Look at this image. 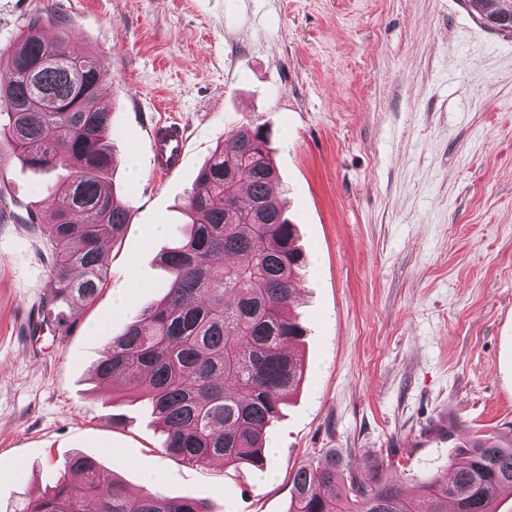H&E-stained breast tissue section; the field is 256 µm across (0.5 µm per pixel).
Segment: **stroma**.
<instances>
[{"instance_id":"1","label":"stroma","mask_w":512,"mask_h":512,"mask_svg":"<svg viewBox=\"0 0 512 512\" xmlns=\"http://www.w3.org/2000/svg\"><path fill=\"white\" fill-rule=\"evenodd\" d=\"M35 14L46 39L71 35L99 58L131 217L65 330L37 310L44 234L0 220V512L76 451L134 490L151 471L212 512H287L291 472L326 451L444 478L464 439L512 436V37L462 0H0V49ZM254 116L306 259L294 304L306 373L264 470L192 466L93 368L130 319L118 297L132 313L161 299L156 257L187 225L200 167ZM159 122L186 138L167 176L150 163ZM67 176L12 156L0 168L7 194L44 217L41 185Z\"/></svg>"}]
</instances>
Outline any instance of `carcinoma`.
<instances>
[{
	"mask_svg": "<svg viewBox=\"0 0 512 512\" xmlns=\"http://www.w3.org/2000/svg\"><path fill=\"white\" fill-rule=\"evenodd\" d=\"M479 24L503 18L512 37V0H463ZM43 18L25 23L19 43L0 52V135L31 169L70 171L42 190L54 197L45 225L50 285L41 311L66 324L65 308L90 302L106 276L101 246L130 221L128 207L102 175L114 165L112 113L99 107L96 56L69 38L41 34ZM37 102L35 110L28 104ZM266 124L249 119L231 131L201 167L185 199L193 230L160 263L171 272L160 303L112 337L94 367L99 384L119 381L162 425L165 452L197 465L214 460L265 465L264 449L281 405L304 368L288 350L304 335L291 304L303 254L274 185L279 179ZM0 218L39 224L32 207L0 191ZM217 255L232 262L218 266ZM447 479L424 476L407 490L390 475V457L354 466L336 453L290 475L288 512H498L512 496V438L489 433L458 445ZM78 484L49 479L42 497L13 512H211L188 495L146 489L133 496L114 471L76 454Z\"/></svg>",
	"mask_w": 512,
	"mask_h": 512,
	"instance_id": "1",
	"label": "carcinoma"
}]
</instances>
